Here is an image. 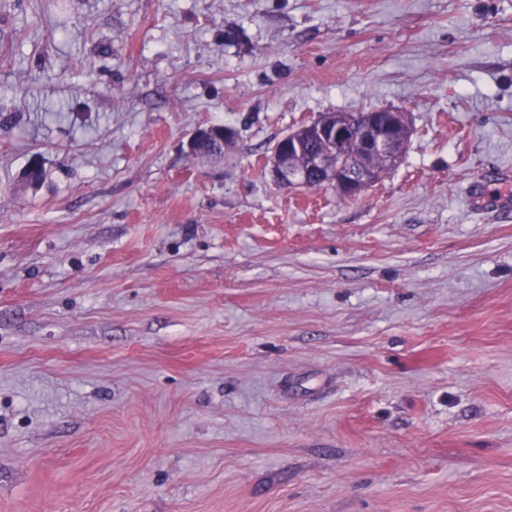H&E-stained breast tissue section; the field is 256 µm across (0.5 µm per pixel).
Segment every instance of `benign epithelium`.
Instances as JSON below:
<instances>
[{"label":"benign epithelium","mask_w":512,"mask_h":512,"mask_svg":"<svg viewBox=\"0 0 512 512\" xmlns=\"http://www.w3.org/2000/svg\"><path fill=\"white\" fill-rule=\"evenodd\" d=\"M412 132L409 113L400 109L352 114L325 112L280 138L265 165L280 188L311 190L318 183L335 187L343 196H357L378 182V178L366 162L351 156L350 144L357 141L365 153H381L397 163L408 148ZM310 138L321 140L328 154L314 156L305 168L293 167L289 154L301 149Z\"/></svg>","instance_id":"benign-epithelium-1"}]
</instances>
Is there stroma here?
Instances as JSON below:
<instances>
[{
  "label": "stroma",
  "instance_id": "obj_1",
  "mask_svg": "<svg viewBox=\"0 0 512 512\" xmlns=\"http://www.w3.org/2000/svg\"><path fill=\"white\" fill-rule=\"evenodd\" d=\"M379 108L369 190L272 182ZM489 198L512 0H0V512H512ZM361 110L352 114L325 112L316 120L289 131L275 144L265 165L269 167L276 186L283 189H313V184L336 187L341 195L357 196L378 182L365 161L354 159L349 153H358L361 144L365 154L381 153L398 163L408 148L413 132L409 113L400 109ZM379 113H385L384 124L378 122ZM321 140L330 155L309 156L323 151V143L315 141L295 154V168L289 154L300 150L306 139ZM352 143V144H351ZM351 144V145H350ZM350 146V148H349Z\"/></svg>",
  "mask_w": 512,
  "mask_h": 512
}]
</instances>
